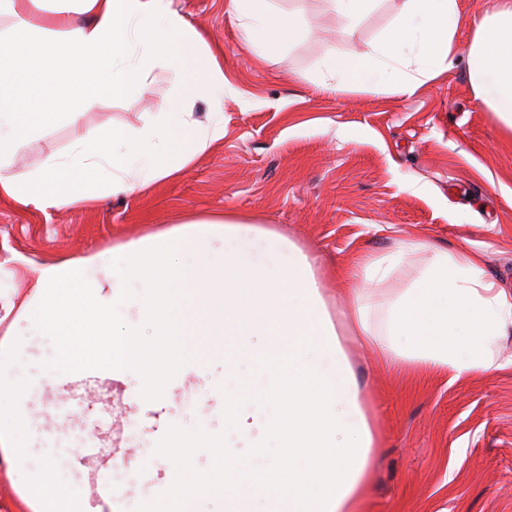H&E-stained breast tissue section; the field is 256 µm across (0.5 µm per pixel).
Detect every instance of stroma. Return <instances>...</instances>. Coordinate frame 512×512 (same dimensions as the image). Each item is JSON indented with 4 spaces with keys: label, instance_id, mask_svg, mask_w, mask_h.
Listing matches in <instances>:
<instances>
[{
    "label": "stroma",
    "instance_id": "35a3bbf8",
    "mask_svg": "<svg viewBox=\"0 0 512 512\" xmlns=\"http://www.w3.org/2000/svg\"><path fill=\"white\" fill-rule=\"evenodd\" d=\"M182 14L224 57L229 87L221 110L224 139L176 179L88 207L41 212L0 202V294L20 306L0 321V373L26 366L24 391L0 398V416L22 414L10 438L22 463L0 457V512L23 505L27 475L89 492L111 484L115 512H143L172 479L155 448L182 424L227 436L224 407L213 396L224 363L188 364L169 375L167 399H141L138 377L112 381L102 371L48 374L56 337L36 328L31 281L61 259L111 255L125 244L183 219L235 211L252 215L304 246L322 270V292L345 312L353 283L337 270L355 253L386 254L413 238L443 248L467 244L484 257L487 277L512 292V132L478 99L464 64L421 85L409 98L361 85H321L315 71L326 46L342 39L364 50L382 37L400 0H378L353 30L325 0H277L301 9L307 36L288 66L242 46L226 0H179ZM174 87L158 70L134 94L88 108L77 122L57 120L25 141L14 159L35 168L89 133L140 126L161 111ZM417 181L418 190L408 188ZM504 369L457 379L395 376L370 354L355 356L383 430L366 512H512V335L500 345Z\"/></svg>",
    "mask_w": 512,
    "mask_h": 512
}]
</instances>
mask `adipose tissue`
Masks as SVG:
<instances>
[{"mask_svg": "<svg viewBox=\"0 0 512 512\" xmlns=\"http://www.w3.org/2000/svg\"><path fill=\"white\" fill-rule=\"evenodd\" d=\"M243 45L287 63L304 32L302 14L276 0H227ZM0 200L40 211L86 205L102 192L131 194L177 177L224 138L219 112L196 118L192 99L215 103L228 86L224 64L186 21L176 0H0ZM462 21L458 0H401L386 33L364 51L326 48L323 78L336 87L368 84L409 97L452 69ZM478 98L512 131V0L473 23L465 55ZM178 87L162 112L134 130L115 128L47 156L32 172L11 169L27 138L55 119L134 93L156 70ZM100 256L40 266L32 283L41 327L59 341L54 370L94 365L112 379L127 371L126 331L115 310L135 305L156 338L143 366L178 370L224 360L216 396L242 437L257 427L253 408L271 419L303 420L306 439L324 449L317 464L279 456L267 473L224 448V512H364L381 431L355 371L365 350L398 374L502 369L499 345L512 333V293L484 275L480 254L414 239L389 255L360 252L340 269L356 283L352 312L339 317L320 288L314 258L295 241L234 211L187 221L122 248L111 278ZM405 285L391 287L395 276Z\"/></svg>", "mask_w": 512, "mask_h": 512, "instance_id": "adipose-tissue-1", "label": "adipose tissue"}]
</instances>
